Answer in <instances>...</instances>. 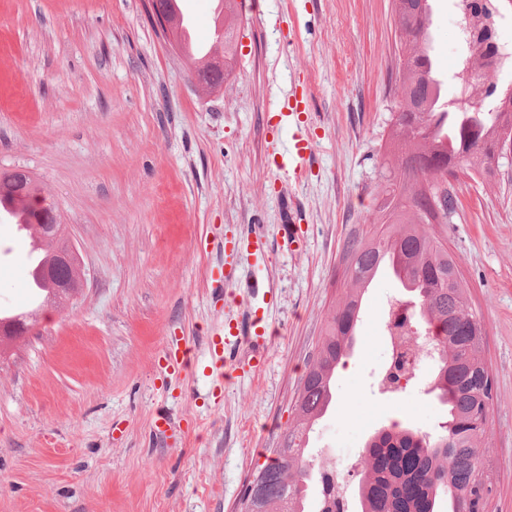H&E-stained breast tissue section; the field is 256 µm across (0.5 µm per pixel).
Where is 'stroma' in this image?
Returning <instances> with one entry per match:
<instances>
[{
	"mask_svg": "<svg viewBox=\"0 0 512 512\" xmlns=\"http://www.w3.org/2000/svg\"><path fill=\"white\" fill-rule=\"evenodd\" d=\"M442 94H458L456 0H432ZM233 72L205 92L193 59L156 32L144 0H0V171L27 169L68 224L84 288L44 307L0 360V512H240L252 473L291 422L297 387L347 285V248L365 235L391 153L399 39L392 0H245ZM309 95L313 159L302 179L272 163L288 130L279 101ZM448 242L486 331L495 392L483 453L490 512H512V159L450 182ZM304 229L289 243L285 215ZM259 232L237 279L211 286L223 238ZM25 252L0 223V306L23 299ZM272 297L269 355L256 374L201 372L211 331L245 318L247 288ZM390 272L366 290L333 401L309 435L357 500L366 442L392 422L435 435L444 406L427 385H376ZM195 364L162 369L168 337ZM166 410L173 448L152 429Z\"/></svg>",
	"mask_w": 512,
	"mask_h": 512,
	"instance_id": "1",
	"label": "stroma"
}]
</instances>
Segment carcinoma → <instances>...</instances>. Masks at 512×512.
Wrapping results in <instances>:
<instances>
[{
  "mask_svg": "<svg viewBox=\"0 0 512 512\" xmlns=\"http://www.w3.org/2000/svg\"><path fill=\"white\" fill-rule=\"evenodd\" d=\"M224 0V54L233 52L230 30L238 14ZM395 30L402 64L398 66V100L392 118V140L399 173L377 185L385 195L381 216L368 235L349 246L346 276L353 288L333 311L299 385L293 419L281 436L278 458L254 473L258 512H306L312 475L307 438L332 397L331 381L352 346L362 303V290L377 272L396 263L410 283L414 303L402 322L436 341L432 391L446 407L447 419L435 436L419 434L398 423L372 436L360 462L356 512H485L491 479L481 446L487 436V415L493 402L491 372L484 358L483 325L468 303L457 263L448 246L431 236L428 224H445L455 206L448 197L444 213L431 209L438 185L494 169L501 130L512 121L500 113L445 112L446 129L469 136L465 152L453 165H437L428 157L431 122L437 114L436 85L420 68L423 33L420 0H393ZM474 17L495 16L493 0H467ZM38 189L21 183L16 171L0 173V199L18 201L38 223L60 221L56 208L37 202Z\"/></svg>",
  "mask_w": 512,
  "mask_h": 512,
  "instance_id": "carcinoma-1",
  "label": "carcinoma"
}]
</instances>
